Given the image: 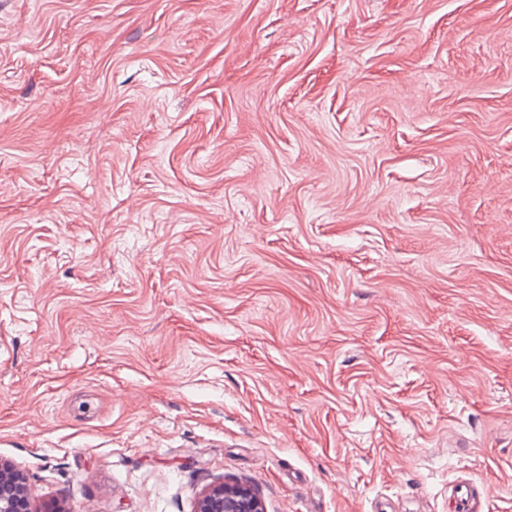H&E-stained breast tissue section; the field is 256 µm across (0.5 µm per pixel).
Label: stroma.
Here are the masks:
<instances>
[{"mask_svg":"<svg viewBox=\"0 0 512 512\" xmlns=\"http://www.w3.org/2000/svg\"><path fill=\"white\" fill-rule=\"evenodd\" d=\"M0 461L512 512V0H0ZM451 497L453 508L451 512H484L485 495L473 481L461 479L452 487Z\"/></svg>","mask_w":512,"mask_h":512,"instance_id":"35a3bbf8","label":"stroma"}]
</instances>
